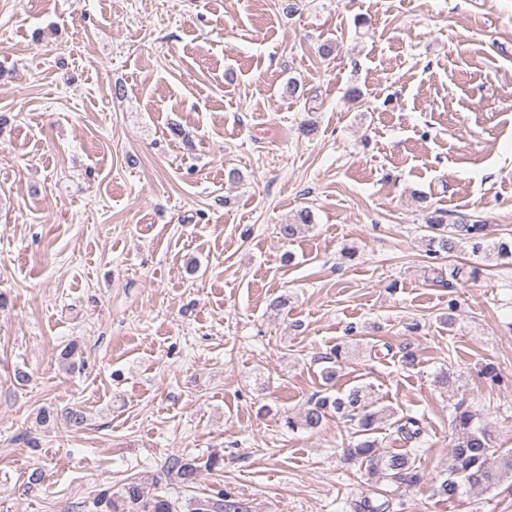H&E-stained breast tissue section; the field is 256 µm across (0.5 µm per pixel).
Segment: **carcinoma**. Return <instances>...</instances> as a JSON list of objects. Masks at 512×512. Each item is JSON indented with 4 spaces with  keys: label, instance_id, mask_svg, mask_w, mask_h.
Returning a JSON list of instances; mask_svg holds the SVG:
<instances>
[{
    "label": "carcinoma",
    "instance_id": "1",
    "mask_svg": "<svg viewBox=\"0 0 512 512\" xmlns=\"http://www.w3.org/2000/svg\"><path fill=\"white\" fill-rule=\"evenodd\" d=\"M314 215L308 208L300 210L292 222L279 225V234L285 240H293L310 224ZM426 251L433 260L443 254L458 252L467 245L475 254L500 261H512V241H488V225L474 222H461L452 226L446 224L443 213L439 212L427 219ZM343 359L342 347L336 346L332 352L322 357L330 363L324 369V380L335 379L334 367ZM356 423L357 434L361 439L346 449L347 459H358L364 466L365 475L377 482L387 481L398 486L412 487L420 483L421 475L415 465L416 458L410 451H382L372 434L384 419L381 410L373 409L369 401L368 388L355 386L348 391L329 394L311 400L297 417H289V429L315 430L330 414ZM452 425L456 440L448 450V469L433 486L434 495L452 500L462 488L489 490L505 482H512V449H494L490 438L472 410L458 405L452 414ZM397 431L408 439H418L423 433L420 419L406 415L400 419ZM200 469L194 459L174 458L170 461V471L184 483L194 482ZM190 512H250L246 500L231 491L217 493V497L198 498L190 502ZM112 512H172L171 502L162 496H145L137 483H129L124 488V497L112 502Z\"/></svg>",
    "mask_w": 512,
    "mask_h": 512
}]
</instances>
